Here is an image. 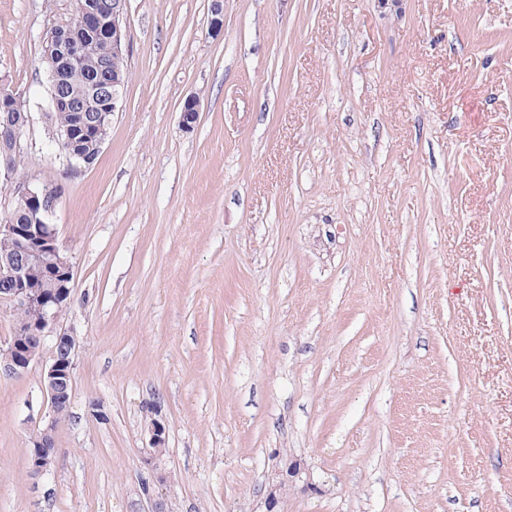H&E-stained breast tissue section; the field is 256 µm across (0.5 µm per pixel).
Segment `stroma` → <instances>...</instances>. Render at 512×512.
<instances>
[{
    "instance_id": "obj_1",
    "label": "stroma",
    "mask_w": 512,
    "mask_h": 512,
    "mask_svg": "<svg viewBox=\"0 0 512 512\" xmlns=\"http://www.w3.org/2000/svg\"><path fill=\"white\" fill-rule=\"evenodd\" d=\"M211 4L128 0V81L72 171L41 42L74 0H0L78 339L45 474L41 367L0 375V512H266L292 462L277 512H512V0H224L218 32ZM150 421L148 426L149 448H147L144 464L152 472L154 483L163 484L167 480L165 470L162 468V458L165 453L167 429L156 406H147ZM303 469L300 464L295 462L288 464L285 469H278L274 475L269 479L268 486L266 487V503L267 512L275 511V507L279 501L281 492L288 486L292 485L297 480L302 478Z\"/></svg>"
}]
</instances>
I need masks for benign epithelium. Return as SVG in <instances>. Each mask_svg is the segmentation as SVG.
<instances>
[{
	"instance_id": "benign-epithelium-1",
	"label": "benign epithelium",
	"mask_w": 512,
	"mask_h": 512,
	"mask_svg": "<svg viewBox=\"0 0 512 512\" xmlns=\"http://www.w3.org/2000/svg\"><path fill=\"white\" fill-rule=\"evenodd\" d=\"M127 0H112L109 13L100 12L96 6L82 7L76 16L53 24L50 27L49 46L42 59L50 60L59 54V42L65 40L66 54L73 66L81 64L91 51L112 58L127 59L128 42L126 30ZM105 28L107 37L99 46H94L75 35V31H94ZM50 102L52 109L65 106L78 113L77 122L53 132L60 143H72L78 130L90 126L103 129L112 124L117 112L126 77L114 70L104 76L89 81V97L100 103L93 119H88L82 103L72 102L60 93V76L55 67H50ZM24 101L20 97L3 91L0 93V139L9 144L8 151L20 153L21 141L31 115L23 111ZM200 102L194 96L187 98L181 111V123L190 129L199 116ZM0 179L14 184L13 197L22 203L29 213L30 223L16 224L9 215L0 217V238L11 242L13 253L0 256V280L5 287L0 288V303L8 305L14 317V335L33 336L39 340L36 349H23L14 343L0 350V372L17 374L26 371L31 364L41 358L45 341H51L48 361L42 366V390L48 403V411L40 417V425L31 438L32 456L29 465L38 475L50 470L54 462L55 432L57 421L62 414L61 395L73 390L74 358L77 340L73 333L61 327V304L71 301L73 266L70 257L61 247L51 216L55 210L57 190L47 186H32L19 176L13 168L11 157L0 159ZM35 264L45 269L47 275L60 282L56 288H44L29 281V265ZM35 311L39 318L31 321L18 313ZM150 421L148 426L149 448L144 464L152 472L154 482L162 484L167 480L162 468L165 453L167 429L158 409L147 408ZM303 469L295 462L277 470L266 487L267 512H274L281 492L301 478Z\"/></svg>"
}]
</instances>
